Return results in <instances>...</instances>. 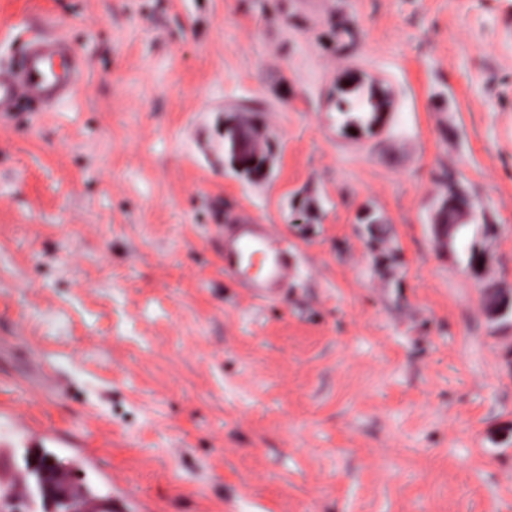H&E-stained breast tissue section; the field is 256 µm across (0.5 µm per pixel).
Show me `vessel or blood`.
<instances>
[{
  "instance_id": "b4317fda",
  "label": "vessel or blood",
  "mask_w": 512,
  "mask_h": 512,
  "mask_svg": "<svg viewBox=\"0 0 512 512\" xmlns=\"http://www.w3.org/2000/svg\"><path fill=\"white\" fill-rule=\"evenodd\" d=\"M82 82V62L74 47L57 36L27 41L18 65L0 71V117L26 102L46 105L71 100ZM224 273L255 301L285 295L295 274V254L286 236L249 215L223 225Z\"/></svg>"
}]
</instances>
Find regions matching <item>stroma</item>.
I'll return each instance as SVG.
<instances>
[{
  "instance_id": "stroma-1",
  "label": "stroma",
  "mask_w": 512,
  "mask_h": 512,
  "mask_svg": "<svg viewBox=\"0 0 512 512\" xmlns=\"http://www.w3.org/2000/svg\"><path fill=\"white\" fill-rule=\"evenodd\" d=\"M35 34L85 72L0 119V469L22 424L125 512H512V320L438 244L445 172L512 297V0H0V68ZM365 104L368 109L366 108ZM336 109L338 112L347 115V125L355 128H362L365 126H370L377 119L380 103L379 101L375 100L374 94L370 93L365 99L361 96L360 100L356 103L348 99H339L336 102ZM354 111H357L356 113L358 114L367 115L352 116L351 114ZM224 232V274L257 302L288 292L295 274V254L284 235L249 215L227 216Z\"/></svg>"
}]
</instances>
